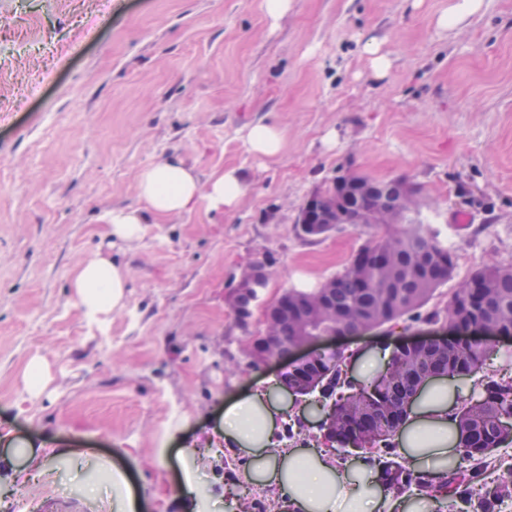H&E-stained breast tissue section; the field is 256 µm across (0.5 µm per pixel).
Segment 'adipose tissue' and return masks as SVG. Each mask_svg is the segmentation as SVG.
Masks as SVG:
<instances>
[{
	"mask_svg": "<svg viewBox=\"0 0 512 512\" xmlns=\"http://www.w3.org/2000/svg\"><path fill=\"white\" fill-rule=\"evenodd\" d=\"M141 205L117 209L106 217L107 234L119 241L141 236L146 218L162 220L175 213L234 208L244 193V176L235 168L214 171L200 182L179 159L141 169ZM85 316L93 322L122 308L127 286L122 267L97 252L81 262L69 283ZM456 393L446 380L436 379L415 398L394 437L396 460L439 489L460 458V432L455 415ZM275 409L268 396H249L224 412V438L247 452L250 480L274 488L291 512H438L443 499L392 490L383 470L369 457L347 461L319 452L309 444L277 448L272 440Z\"/></svg>",
	"mask_w": 512,
	"mask_h": 512,
	"instance_id": "1",
	"label": "adipose tissue"
}]
</instances>
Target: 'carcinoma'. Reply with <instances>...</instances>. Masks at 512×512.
<instances>
[{"label": "carcinoma", "mask_w": 512, "mask_h": 512, "mask_svg": "<svg viewBox=\"0 0 512 512\" xmlns=\"http://www.w3.org/2000/svg\"><path fill=\"white\" fill-rule=\"evenodd\" d=\"M418 189L408 187V196L400 210L385 223L360 225L380 229L353 256L344 269L328 278L336 302L334 315L306 310L313 305L315 290L291 288L288 301L303 309L302 316L282 323L278 333L290 340L299 338V322L312 325L317 333L332 327L372 331L391 328L411 318L436 324L442 318H469L467 296L473 284L480 285L481 298L475 318L489 328L512 331V268L483 267L453 292L445 307L425 314L421 310L432 300L439 287L454 272L453 252L439 238V233L423 224ZM411 229L403 228V225ZM489 339H475L462 332L448 340L443 349L423 347L399 353L391 351L386 366L368 384L347 380L344 367L353 354L336 350L321 359L330 374L321 380L320 397L324 406L336 415V428L344 420L360 413H374L380 418L378 439L368 442L370 433L361 429L353 433L354 447L333 440L330 434H308L304 440L333 449L346 459L354 454H369L384 468L386 480L399 491L418 486L411 470L395 464L396 426L391 414L398 407L388 395V386L403 371L422 372L430 360L442 365V376L462 380L483 368L494 355ZM461 432L460 448L464 465L448 472L446 489L450 512H497L506 497H512V467L497 464V452L512 443V380L490 381L478 398L465 401L457 412Z\"/></svg>", "instance_id": "obj_1"}]
</instances>
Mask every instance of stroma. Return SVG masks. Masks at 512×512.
<instances>
[{
  "mask_svg": "<svg viewBox=\"0 0 512 512\" xmlns=\"http://www.w3.org/2000/svg\"><path fill=\"white\" fill-rule=\"evenodd\" d=\"M452 2L289 0L273 21L264 0H0V512H122L130 493L139 512H224L249 472L224 410L276 379L242 355L261 314L240 328L227 296L256 263L265 302L345 267L370 230L296 229L336 176L419 188L455 255L430 308L474 270L512 267V0L439 28ZM258 124L284 130L276 159L249 152ZM172 158L203 182L242 169L239 205L109 244L106 215L137 206L139 171ZM98 248L127 288L92 324L69 282ZM510 377L512 340L459 395Z\"/></svg>",
  "mask_w": 512,
  "mask_h": 512,
  "instance_id": "obj_1",
  "label": "stroma"
}]
</instances>
